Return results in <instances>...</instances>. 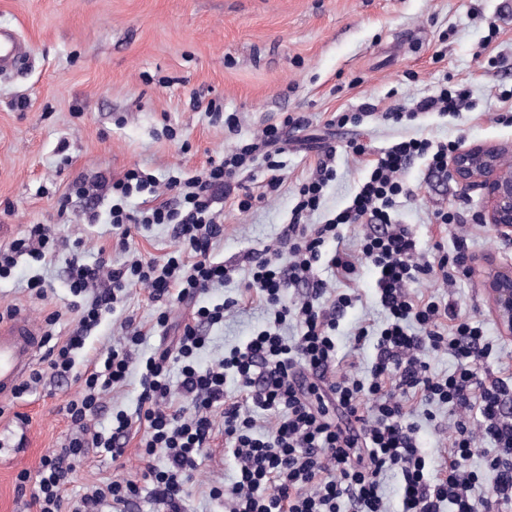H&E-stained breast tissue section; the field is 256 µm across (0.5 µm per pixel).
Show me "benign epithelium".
I'll return each instance as SVG.
<instances>
[{"instance_id": "obj_1", "label": "benign epithelium", "mask_w": 512, "mask_h": 512, "mask_svg": "<svg viewBox=\"0 0 512 512\" xmlns=\"http://www.w3.org/2000/svg\"><path fill=\"white\" fill-rule=\"evenodd\" d=\"M504 152L503 146L490 143L459 148L448 158V176L464 195L481 190L480 222L512 239V169L502 165ZM487 288L497 321L512 335V265L507 263L490 272Z\"/></svg>"}]
</instances>
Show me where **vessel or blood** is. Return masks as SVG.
<instances>
[{"label": "vessel or blood", "mask_w": 512, "mask_h": 512, "mask_svg": "<svg viewBox=\"0 0 512 512\" xmlns=\"http://www.w3.org/2000/svg\"><path fill=\"white\" fill-rule=\"evenodd\" d=\"M23 50L17 34L0 32V69L11 67ZM40 336L34 324L24 316L0 325V392H9L32 366Z\"/></svg>", "instance_id": "b4317fda"}]
</instances>
